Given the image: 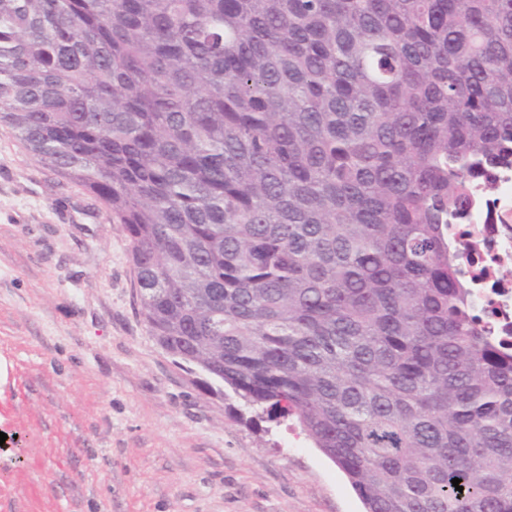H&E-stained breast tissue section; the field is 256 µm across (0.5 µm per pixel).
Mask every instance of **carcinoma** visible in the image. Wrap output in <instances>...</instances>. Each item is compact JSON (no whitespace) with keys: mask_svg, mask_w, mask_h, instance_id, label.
<instances>
[{"mask_svg":"<svg viewBox=\"0 0 512 512\" xmlns=\"http://www.w3.org/2000/svg\"><path fill=\"white\" fill-rule=\"evenodd\" d=\"M0 125L125 226L158 344L366 512H512V344L448 239L512 154V0H0Z\"/></svg>","mask_w":512,"mask_h":512,"instance_id":"cac0c4a2","label":"carcinoma"}]
</instances>
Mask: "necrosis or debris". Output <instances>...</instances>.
<instances>
[{
    "label": "necrosis or debris",
    "mask_w": 512,
    "mask_h": 512,
    "mask_svg": "<svg viewBox=\"0 0 512 512\" xmlns=\"http://www.w3.org/2000/svg\"><path fill=\"white\" fill-rule=\"evenodd\" d=\"M492 188L473 185L472 204L453 235H465L470 254L462 271L473 283V297L495 336L512 335V157L491 171Z\"/></svg>",
    "instance_id": "4bbe7bcc"
}]
</instances>
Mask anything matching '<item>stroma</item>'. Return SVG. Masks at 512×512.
<instances>
[{"mask_svg":"<svg viewBox=\"0 0 512 512\" xmlns=\"http://www.w3.org/2000/svg\"><path fill=\"white\" fill-rule=\"evenodd\" d=\"M0 359V512H364L295 420L160 347L124 226L3 126Z\"/></svg>","mask_w":512,"mask_h":512,"instance_id":"stroma-1","label":"stroma"}]
</instances>
